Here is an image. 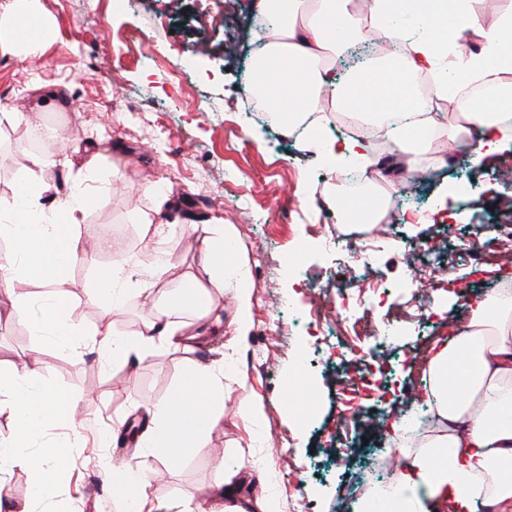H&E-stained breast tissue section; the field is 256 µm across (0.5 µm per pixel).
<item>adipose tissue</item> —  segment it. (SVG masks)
<instances>
[{
	"instance_id": "1",
	"label": "adipose tissue",
	"mask_w": 512,
	"mask_h": 512,
	"mask_svg": "<svg viewBox=\"0 0 512 512\" xmlns=\"http://www.w3.org/2000/svg\"><path fill=\"white\" fill-rule=\"evenodd\" d=\"M459 0H258L262 14H274L276 25L267 32L264 52L253 61V92L286 124L300 116L323 111L333 102L336 111L354 112L374 122L380 134H390L382 116L396 111L403 117L397 144L407 172L423 171L444 159L431 145L435 131L444 129L449 140L476 135L477 159L504 150V125L512 113V10L488 14L467 4L445 42L439 18L453 14ZM380 24L387 43L406 39L407 48L394 64L372 63L345 83H337L331 58L337 47L367 38V20ZM48 34L36 12V0H0V53H31L41 49ZM437 76L435 96L453 93L465 82L495 87L496 98L467 104L460 120L426 114L425 103L407 77ZM380 76L378 93H370L373 76ZM303 146L325 165L338 168L352 160L370 162L363 142L314 130ZM21 193L24 206L0 207V238L15 242L11 253L0 257V288L16 295V313L33 326L37 336L65 344L80 335L69 309L66 271L85 249L75 228L80 224L91 193L59 196L44 174L56 163L52 151L34 154ZM49 209H41V200ZM211 246L201 253L198 270L184 274L196 304L185 306L178 295L168 296L155 318L127 337L112 331L113 318L122 311L132 283L152 288L163 282L178 258L166 265L141 270L130 264L100 269L97 287L107 289L98 324L92 329L102 353L113 361L149 354L155 340L176 350L187 349L195 332L220 325L209 301L223 294L225 277L238 281L235 320L239 335L250 327V294L241 283L249 276L243 254L225 262L226 248L235 245L231 227H209ZM53 270L52 293L41 315H34L27 293L21 292L30 270L42 265ZM500 286L483 297L469 299L467 323L450 326L434 337L424 355V389L419 396L438 424L418 447L401 449V460L390 483L365 492L354 512H512V272L495 274ZM192 310L199 323L189 330L176 313ZM44 366L35 356L10 369H0V406L13 416L9 435L0 436V492L7 473L19 467L30 476L28 498L16 512H36L48 489L63 478L69 460V439L45 437L46 429L62 424L70 430L82 425L78 403L42 381ZM224 409V370L194 364L170 397L151 409L153 426L144 445L168 466H178L181 452L201 447L220 423Z\"/></svg>"
}]
</instances>
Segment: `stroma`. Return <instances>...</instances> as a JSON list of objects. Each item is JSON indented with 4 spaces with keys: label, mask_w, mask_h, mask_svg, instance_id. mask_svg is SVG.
<instances>
[{
    "label": "stroma",
    "mask_w": 512,
    "mask_h": 512,
    "mask_svg": "<svg viewBox=\"0 0 512 512\" xmlns=\"http://www.w3.org/2000/svg\"><path fill=\"white\" fill-rule=\"evenodd\" d=\"M224 2L138 0L116 12L111 0H38L53 42L37 55L0 56V104L28 113L31 125L52 122L61 131L55 149L63 163L50 173L59 193L78 182L99 190L78 227L82 239L101 238L106 224L122 227L117 249L79 254L68 266L72 317L85 332L74 345L59 346L49 336L35 341L13 314V295L0 290V361L39 350L47 386L92 398L81 408L67 476L39 512L61 504L68 512H118L102 475L107 463L140 468L161 512H198L205 489L225 473L238 501L250 502L249 512H353L367 485L393 477V444L380 427L393 412L410 410L421 392L420 349L448 321H467L468 298L493 280L461 245L477 229L512 221V169L503 167L512 161V144L488 165L470 155L416 182L382 178L393 228L376 240V274L392 298L374 302L371 315L385 320L391 302L417 299L414 318L387 344H354L339 363L327 351L334 325L295 327L312 297H336L339 254L322 244L335 234L336 217L315 199L336 172L254 108V20L241 6L232 26H213ZM141 51L157 56L158 65L137 63ZM213 101L221 113L210 112ZM26 127L0 122V205L29 174ZM86 156L95 159L87 171L80 167ZM145 178L170 188L180 221L163 248L182 270H196L209 225L232 226L250 271L252 323L248 335H235L233 290L225 288L212 300L224 313L222 331L197 337L186 350L157 349L131 373L105 359L89 335L100 315L93 275L131 258L148 260L137 230L153 208ZM410 208L425 211L426 219L405 223ZM422 249L449 261L455 288L445 313L432 310L434 289L418 293L411 283ZM229 356L236 370L224 377V415L203 448L184 452L170 469L141 441L128 440L129 420L147 433L151 408L192 363L219 364ZM367 370L380 378L379 389L362 401L359 417H341V379ZM255 404L264 419L258 439L244 415Z\"/></svg>",
    "instance_id": "stroma-1"
}]
</instances>
